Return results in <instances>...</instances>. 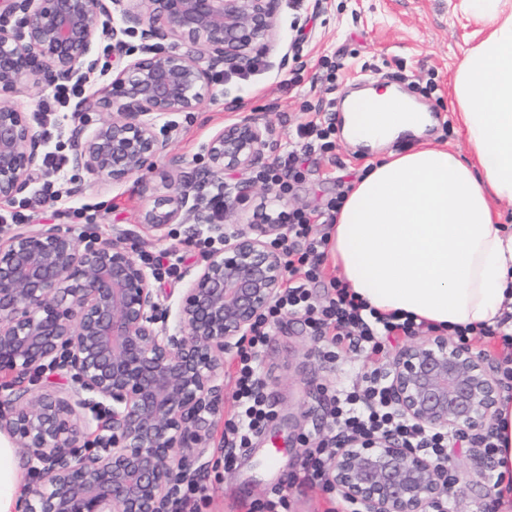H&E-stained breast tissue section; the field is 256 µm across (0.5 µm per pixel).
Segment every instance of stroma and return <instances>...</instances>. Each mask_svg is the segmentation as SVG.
<instances>
[{
	"label": "stroma",
	"instance_id": "1",
	"mask_svg": "<svg viewBox=\"0 0 512 512\" xmlns=\"http://www.w3.org/2000/svg\"><path fill=\"white\" fill-rule=\"evenodd\" d=\"M300 28L306 38L298 43L294 35ZM477 29L461 0H282L278 45L264 56L262 68L244 77L216 75L214 98L197 111L157 118V127L179 128L171 157L158 160L144 177L119 184L95 182L68 163L52 178L55 200L38 206L27 191L0 202V211L21 209L27 223L58 224L76 237L89 226L105 238L124 233L138 241L141 255L168 253L180 275L162 278L159 286L166 305H175L181 276L203 260L199 241L207 237V229L191 221L172 224L159 239L142 228L140 215L177 178L199 177L207 163L201 145L214 130L241 114L261 113L274 129L275 154H283L294 146L295 128L312 118L314 106L340 100L362 78L373 76L421 99L432 112L435 123L426 134L428 141L466 155L448 83L465 51L475 45ZM368 161L360 148L337 138L332 152L309 155L283 208L327 211ZM318 348L301 316L286 313L271 326L260 366L274 416L254 439L252 451L238 452L229 470L222 444L233 415L237 359L226 358L224 405L215 418L208 463L210 498L202 512H247L252 502L266 499L280 485L287 488L288 512H326V493L294 480L306 444L325 432L318 388L351 390L367 362L363 354L347 352L329 363ZM453 458L459 482L449 512H491L488 457L462 442L455 444Z\"/></svg>",
	"mask_w": 512,
	"mask_h": 512
}]
</instances>
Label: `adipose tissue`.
I'll list each match as a JSON object with an SVG mask.
<instances>
[{"mask_svg":"<svg viewBox=\"0 0 512 512\" xmlns=\"http://www.w3.org/2000/svg\"><path fill=\"white\" fill-rule=\"evenodd\" d=\"M487 34L452 81L469 155L423 143L430 113L394 88L348 98L343 134L381 152L354 183L330 230L341 282L367 309L444 332L498 326L512 332V231L493 202L512 206V0H465ZM420 143L401 152L392 143ZM496 471L512 480V400L494 422ZM23 471L0 435V512H20Z\"/></svg>","mask_w":512,"mask_h":512,"instance_id":"obj_1","label":"adipose tissue"}]
</instances>
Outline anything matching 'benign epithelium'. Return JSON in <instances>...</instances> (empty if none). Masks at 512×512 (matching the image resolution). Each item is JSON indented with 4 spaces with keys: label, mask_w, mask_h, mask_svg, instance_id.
<instances>
[{
    "label": "benign epithelium",
    "mask_w": 512,
    "mask_h": 512,
    "mask_svg": "<svg viewBox=\"0 0 512 512\" xmlns=\"http://www.w3.org/2000/svg\"><path fill=\"white\" fill-rule=\"evenodd\" d=\"M280 2L0 0V201L24 193L43 162L45 133L15 96L90 78L104 40L120 59L132 52L127 38L152 43L97 91L108 118L92 128L78 119L71 157L99 180L142 176L173 143L174 129L157 131L155 119L196 111L213 96L216 73L246 71L256 51H270ZM275 147L262 115H241L203 144L199 180L142 213L157 238L191 219L221 244L183 282L174 309L124 235L76 239L58 224H32L0 238V375L9 377L0 434L37 476L22 488L25 512H172L181 485L205 481L224 360L279 298L285 263L284 225L259 213L224 225L200 187L223 183L226 171L253 172ZM250 188L246 178L224 183L228 212ZM46 369L73 385L34 393L28 382ZM388 378L397 410L421 429L492 427L499 383L466 345L421 339L399 352ZM92 430L100 447L86 449ZM328 479L360 512H434L454 492L448 466L388 435L338 449Z\"/></svg>",
    "instance_id": "benign-epithelium-1"
}]
</instances>
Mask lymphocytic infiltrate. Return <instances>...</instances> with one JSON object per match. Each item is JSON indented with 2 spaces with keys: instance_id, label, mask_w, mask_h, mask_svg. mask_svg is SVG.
I'll use <instances>...</instances> for the list:
<instances>
[{
  "instance_id": "obj_1",
  "label": "lymphocytic infiltrate",
  "mask_w": 512,
  "mask_h": 512,
  "mask_svg": "<svg viewBox=\"0 0 512 512\" xmlns=\"http://www.w3.org/2000/svg\"><path fill=\"white\" fill-rule=\"evenodd\" d=\"M295 137L297 148L282 154L266 175L267 180L277 185L278 194L282 197L287 195L290 178L298 174L309 153H327L334 149V115L328 114L321 120L313 119L297 125ZM283 222L286 226L283 240L286 285L238 350L236 413L226 425L229 438L225 459H232L235 450L249 447L252 437L261 433L274 414L257 360L269 340V327L288 311L305 317L313 335L321 342L320 355L325 361H335L341 352L351 349L363 352L369 362L360 385L332 395V406L326 415L327 435L316 446L303 452L300 467L302 483L328 488L330 456L346 436L391 433L407 447L448 461L451 457L450 439L441 432L419 429L397 411L390 399L387 371L379 361L385 339L414 335L415 323L408 319L401 321L394 316L365 314L362 303L338 281L331 284L323 299H316L310 285L321 277L328 245L327 234L317 229L321 217L293 209L284 216Z\"/></svg>"
}]
</instances>
